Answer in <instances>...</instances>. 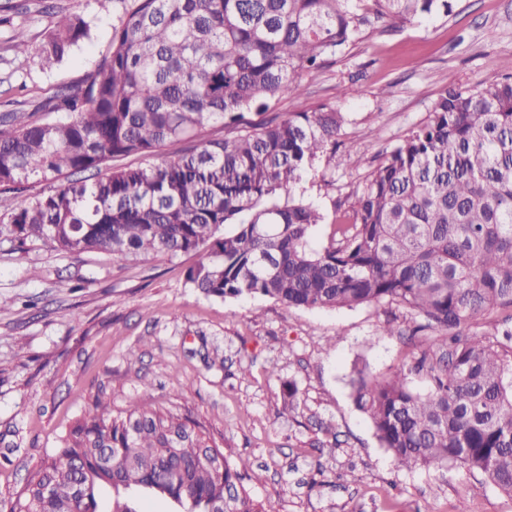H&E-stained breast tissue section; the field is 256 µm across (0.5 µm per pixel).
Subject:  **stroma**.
<instances>
[{"instance_id": "stroma-1", "label": "stroma", "mask_w": 512, "mask_h": 512, "mask_svg": "<svg viewBox=\"0 0 512 512\" xmlns=\"http://www.w3.org/2000/svg\"><path fill=\"white\" fill-rule=\"evenodd\" d=\"M16 2L14 22L31 52L15 55L10 28H0V112L21 98L30 113L56 88L90 77L124 4ZM71 13L89 21V39L41 69L34 50L44 31ZM511 56L512 0H453L448 17L368 29L305 75L304 96L271 105L281 114L327 105L348 117L338 148L305 174L306 196L333 216L373 159L427 120L445 88L482 86ZM199 259L125 263L39 242L21 247L0 234V512H17L33 473L99 397L116 415L149 398L198 421L251 496L276 498L280 512H512V497L479 471L396 468L354 402V368L394 373L432 344V330L383 334L385 322L412 319L386 304L321 310L208 298L186 282Z\"/></svg>"}]
</instances>
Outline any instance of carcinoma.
Wrapping results in <instances>:
<instances>
[{
    "instance_id": "cac0c4a2",
    "label": "carcinoma",
    "mask_w": 512,
    "mask_h": 512,
    "mask_svg": "<svg viewBox=\"0 0 512 512\" xmlns=\"http://www.w3.org/2000/svg\"><path fill=\"white\" fill-rule=\"evenodd\" d=\"M451 11V0H131L85 84L42 104L67 118L0 114L9 233L125 262L202 251L186 281L207 297L409 311L440 331L441 356L424 352L389 377L357 370V407L398 468L462 464L512 497V57L481 87L446 88L319 246L326 215L300 183L336 145L345 113L266 111L284 93L301 96L304 74L367 26ZM90 31L82 15L63 16L38 49L42 68ZM253 110L260 119L247 118ZM218 123L224 139L201 140ZM172 142L186 144L175 159L103 170ZM30 181L48 192L25 195ZM490 310L502 314L491 329L463 332ZM413 372L428 375L426 392L410 385ZM105 488L112 512H138L148 494L176 512H279L251 497L196 422L149 400L115 416L96 399L37 470L23 508L98 512Z\"/></svg>"
}]
</instances>
